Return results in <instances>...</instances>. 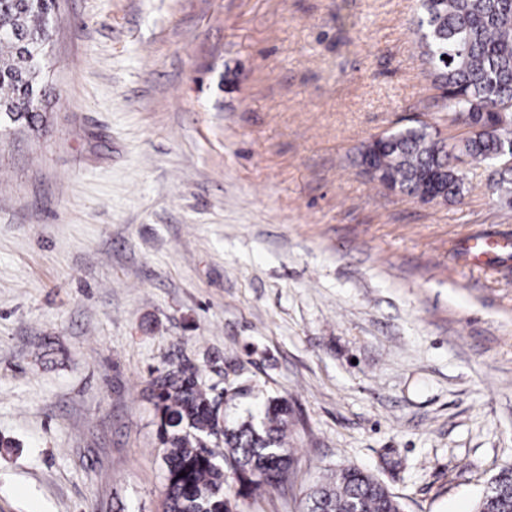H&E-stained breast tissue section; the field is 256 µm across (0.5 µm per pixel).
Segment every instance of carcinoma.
I'll return each mask as SVG.
<instances>
[{
	"label": "carcinoma",
	"mask_w": 512,
	"mask_h": 512,
	"mask_svg": "<svg viewBox=\"0 0 512 512\" xmlns=\"http://www.w3.org/2000/svg\"><path fill=\"white\" fill-rule=\"evenodd\" d=\"M57 21V0H0L1 127L37 128L49 98L44 59ZM416 31L425 72L441 91L432 107L468 131L445 144L419 122L362 143L359 165L375 163L371 180L416 198L431 192L437 174L452 203L467 192L456 161L485 163L493 168L487 191L512 207V167L502 168L512 158V0H419ZM251 395L259 398L248 383L221 390L207 384L191 364L152 379L164 512H234L224 494L229 477L249 492L286 482L292 461L287 400L260 398L256 411L237 422L222 413ZM307 512H403V506L379 479L347 467L314 486ZM476 512H512V491L479 500Z\"/></svg>",
	"instance_id": "obj_1"
}]
</instances>
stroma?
Here are the masks:
<instances>
[{
	"label": "stroma",
	"mask_w": 512,
	"mask_h": 512,
	"mask_svg": "<svg viewBox=\"0 0 512 512\" xmlns=\"http://www.w3.org/2000/svg\"><path fill=\"white\" fill-rule=\"evenodd\" d=\"M43 129L0 133V512H163L149 382L288 401L303 512L354 466L474 512L512 465V208L424 204L357 147L425 120L417 0H59Z\"/></svg>",
	"instance_id": "1"
}]
</instances>
